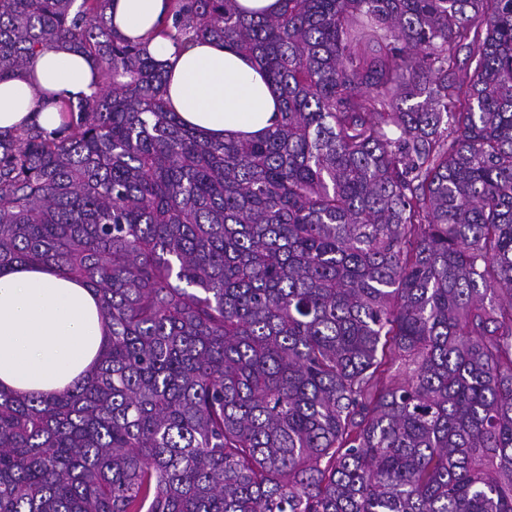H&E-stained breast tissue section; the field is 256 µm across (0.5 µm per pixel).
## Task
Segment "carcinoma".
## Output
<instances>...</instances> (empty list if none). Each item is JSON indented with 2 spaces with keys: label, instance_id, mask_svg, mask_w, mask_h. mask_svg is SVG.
<instances>
[{
  "label": "carcinoma",
  "instance_id": "carcinoma-1",
  "mask_svg": "<svg viewBox=\"0 0 512 512\" xmlns=\"http://www.w3.org/2000/svg\"><path fill=\"white\" fill-rule=\"evenodd\" d=\"M75 2L0 0V80L51 46L99 79L0 138V272L87 284L111 336L0 391V512H512V0H172L281 100L222 142Z\"/></svg>",
  "mask_w": 512,
  "mask_h": 512
}]
</instances>
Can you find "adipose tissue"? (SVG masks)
I'll use <instances>...</instances> for the list:
<instances>
[{
    "label": "adipose tissue",
    "instance_id": "ef3b65f1",
    "mask_svg": "<svg viewBox=\"0 0 512 512\" xmlns=\"http://www.w3.org/2000/svg\"><path fill=\"white\" fill-rule=\"evenodd\" d=\"M170 0H110L107 17L122 36L145 43L169 74L166 98L204 140L257 137L280 119L277 93L258 64L224 44L187 48L158 32ZM98 83L75 49H43L31 70L0 81V134L30 123L58 130L62 103L91 96ZM109 329L95 293L42 264L0 272V390L19 395L60 391L99 358Z\"/></svg>",
    "mask_w": 512,
    "mask_h": 512
}]
</instances>
